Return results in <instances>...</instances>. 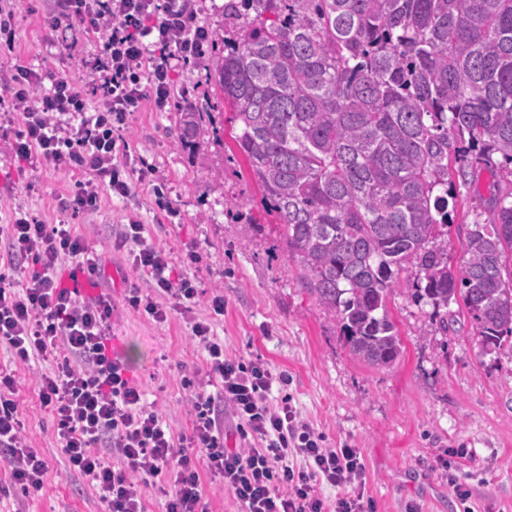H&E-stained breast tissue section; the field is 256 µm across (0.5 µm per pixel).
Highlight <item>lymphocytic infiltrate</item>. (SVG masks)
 Segmentation results:
<instances>
[{
    "instance_id": "f902f5d3",
    "label": "lymphocytic infiltrate",
    "mask_w": 512,
    "mask_h": 512,
    "mask_svg": "<svg viewBox=\"0 0 512 512\" xmlns=\"http://www.w3.org/2000/svg\"><path fill=\"white\" fill-rule=\"evenodd\" d=\"M64 19L105 35L88 64L90 82L61 76L48 84L42 72L19 65L0 88V110L23 118L11 144L15 160L38 157L53 169L86 175L74 195L59 201V211L92 213L101 192L125 200L133 182L147 179V170L116 154L127 116L145 100L167 111L176 68L203 55L212 34L198 24L190 0H60L52 21ZM0 234L7 241L0 259V344L22 364L53 360L39 378L41 403L55 420L68 469L90 481L104 512H146L143 488L150 482L167 487L165 512H208L205 473L242 512H370L359 449L327 447L290 395L271 402L273 389L288 383L284 373L227 355L210 324L194 322L192 337L222 386L214 394L190 393L192 429L174 438L112 355L111 300L85 304L65 286L60 259L94 273L100 255L72 225L45 223L31 211L12 213ZM122 238L139 244L133 264L152 288L132 294L130 306L158 322L169 311L186 310L196 287L173 276L165 251L145 244L141 221L130 219ZM16 393L14 377L0 372V463L23 491H38L49 465L28 444ZM198 457L204 469H197ZM323 483L336 488L335 498L318 493Z\"/></svg>"
}]
</instances>
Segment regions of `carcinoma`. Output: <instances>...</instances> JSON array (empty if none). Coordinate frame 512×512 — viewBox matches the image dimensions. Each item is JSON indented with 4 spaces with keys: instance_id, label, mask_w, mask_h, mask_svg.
<instances>
[{
    "instance_id": "obj_1",
    "label": "carcinoma",
    "mask_w": 512,
    "mask_h": 512,
    "mask_svg": "<svg viewBox=\"0 0 512 512\" xmlns=\"http://www.w3.org/2000/svg\"><path fill=\"white\" fill-rule=\"evenodd\" d=\"M224 28L211 79L237 151L351 354L400 356L387 302L410 261L426 331L448 333L461 303L483 349L512 348V0H229ZM203 121L181 113L186 147ZM482 170L494 216L472 224L454 275L439 228L459 185L483 208Z\"/></svg>"
}]
</instances>
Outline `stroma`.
I'll use <instances>...</instances> for the list:
<instances>
[{
    "label": "stroma",
    "instance_id": "35a3bbf8",
    "mask_svg": "<svg viewBox=\"0 0 512 512\" xmlns=\"http://www.w3.org/2000/svg\"><path fill=\"white\" fill-rule=\"evenodd\" d=\"M15 8V45L0 53V77L23 64L88 81L85 62L96 55L101 35L51 28L55 0H15ZM213 56L206 50L177 69L169 111L145 103L128 118L123 136L130 161L152 169L151 181L133 183L128 200L106 196L97 213L68 219L105 261L97 281L112 297L114 357L171 430L189 432L183 379L203 383L212 394L219 389L190 339V317L208 319L229 351L288 374L294 406L329 445L361 450L375 512H463L448 486L452 475L470 489L474 512H512V351L484 353L464 311L454 333L427 334L431 307L412 299L404 271L388 300L402 355L384 368L354 357L335 318L302 288L275 216L236 150L233 114L208 81ZM183 112L210 115L202 141L207 166L195 163L180 141ZM74 182L37 162L16 163L8 140L0 138V209L38 208L55 222L56 198L70 193ZM162 197L171 210L159 208ZM130 215L143 222L147 241L170 253L176 270L195 282L199 300L192 315L174 312L157 322L128 305L130 288L143 279L130 247H114L112 235ZM491 217L490 210H472L469 194L458 198L451 224L440 230L452 270L461 267L468 230ZM190 251L196 262L186 261ZM216 292L224 295L220 316L208 308ZM48 368L15 363L0 345V370L16 381L28 439L51 465L42 489L30 495L12 486L0 466V512H101L86 478L66 471L54 421L41 405L38 374ZM452 448L458 451L453 458Z\"/></svg>",
    "mask_w": 512,
    "mask_h": 512
}]
</instances>
